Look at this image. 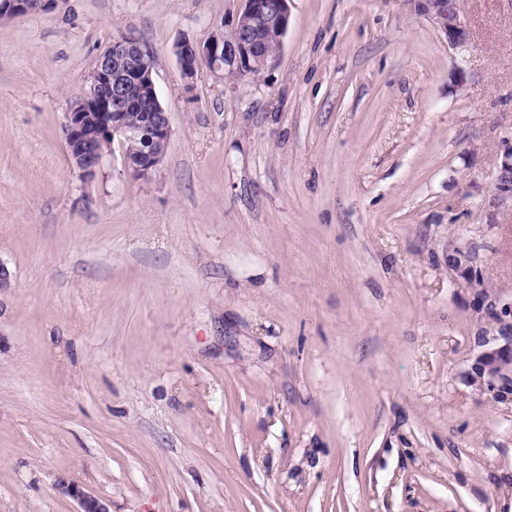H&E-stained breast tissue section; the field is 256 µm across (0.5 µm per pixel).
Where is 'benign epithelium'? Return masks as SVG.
<instances>
[{
	"label": "benign epithelium",
	"mask_w": 512,
	"mask_h": 512,
	"mask_svg": "<svg viewBox=\"0 0 512 512\" xmlns=\"http://www.w3.org/2000/svg\"><path fill=\"white\" fill-rule=\"evenodd\" d=\"M241 2L242 7L229 28L222 25L214 28L203 42L185 39L176 44L175 56L187 90H192L193 80L204 66L212 72L232 70L249 75L275 60L260 53L259 43L282 46L290 24L291 0ZM414 3L416 12L444 35L449 46L456 48L469 43L470 30L459 0H414ZM55 4L57 0H0V19L44 12ZM256 15L265 18L262 38L253 29ZM145 52L147 49L131 38L112 41L98 55L88 89L68 104L63 124L66 152L85 181L96 175L104 155L112 152L116 144L122 148L125 168L137 178H149L163 161L171 134V118L159 100L153 72L134 62L135 57ZM133 87L138 89L139 101L146 109L150 132L149 146L136 155L126 149V144L141 134L140 128L126 120ZM493 188L497 197L512 199V139L505 141ZM448 268L466 288L471 287L472 280L482 277L476 254L455 241L448 242ZM475 299L478 309L488 311L491 323H501L500 314L494 311L496 301L491 296L477 294ZM502 363L499 353L486 354L478 376H497ZM62 489L77 500L78 512H109L104 500L76 485L67 484Z\"/></svg>",
	"instance_id": "benign-epithelium-1"
}]
</instances>
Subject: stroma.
Returning <instances> with one entry per match:
<instances>
[{
  "label": "stroma",
  "mask_w": 512,
  "mask_h": 512,
  "mask_svg": "<svg viewBox=\"0 0 512 512\" xmlns=\"http://www.w3.org/2000/svg\"><path fill=\"white\" fill-rule=\"evenodd\" d=\"M292 0L255 77L174 48L240 0H60L0 20V512H512V349L448 239L512 306V0ZM155 59L158 170L82 181L62 133L97 55ZM467 74L451 86L455 68ZM415 10L446 38L451 47L470 41V30L458 0H414ZM505 142V148L494 178V191L498 198L512 199V138ZM447 261L448 268L455 272L460 284L473 291L478 311L486 309L488 311V320L491 321L490 325L499 324L501 326L500 314L496 311L494 312L496 301L488 294H477L471 288V280L483 278L476 254L464 244L449 241ZM62 489L69 496L77 500L79 510L76 512H110L104 500L76 485H63Z\"/></svg>",
  "instance_id": "stroma-1"
}]
</instances>
